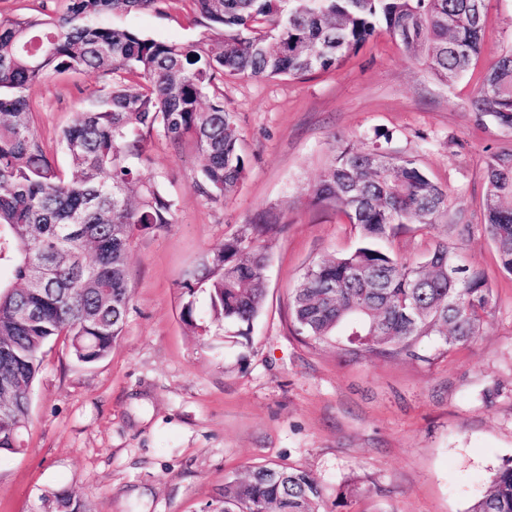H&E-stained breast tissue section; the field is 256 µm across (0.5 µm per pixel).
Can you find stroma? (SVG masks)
<instances>
[{
  "label": "stroma",
  "instance_id": "35a3bbf8",
  "mask_svg": "<svg viewBox=\"0 0 512 512\" xmlns=\"http://www.w3.org/2000/svg\"><path fill=\"white\" fill-rule=\"evenodd\" d=\"M488 11L482 66L450 86L382 28L338 68L225 81L250 160L227 199L194 192L191 146L151 134L142 170L175 199L174 222L133 240L129 311L105 358L85 364L62 343L44 348L21 450L0 453V512H42V495L61 490L84 512H221L225 478L265 463L308 472L328 510L352 484L359 492L342 512H469L512 465V275L482 209L485 162L512 153V127L471 106L484 63L512 49V0H488ZM108 22L159 41L200 34L189 0ZM106 82L88 71L29 90L35 131L61 170L70 168L62 129ZM377 144L414 158L449 196L434 229L408 225L388 248L419 260L434 240L461 244L492 288L479 336L431 362L352 361L290 330L289 296L305 267L359 243L311 190L338 147ZM260 214L285 230L269 243L251 334L226 324L194 335L180 319L185 272Z\"/></svg>",
  "mask_w": 512,
  "mask_h": 512
}]
</instances>
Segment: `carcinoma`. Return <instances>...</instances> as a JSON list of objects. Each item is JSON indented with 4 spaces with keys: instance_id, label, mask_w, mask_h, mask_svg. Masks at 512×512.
I'll list each match as a JSON object with an SVG mask.
<instances>
[{
    "instance_id": "carcinoma-1",
    "label": "carcinoma",
    "mask_w": 512,
    "mask_h": 512,
    "mask_svg": "<svg viewBox=\"0 0 512 512\" xmlns=\"http://www.w3.org/2000/svg\"><path fill=\"white\" fill-rule=\"evenodd\" d=\"M38 15H0V449L19 450L41 355L64 338L80 362L108 355L131 296L134 238L163 231L176 204L140 168L154 131L174 147L193 145L194 191L226 198L243 182L235 113L219 85L238 77L277 78L341 65L383 27L440 83L476 65L490 22L487 0H190L200 36L147 38L104 17L160 10L167 0H42ZM97 71L112 85L76 113L60 142L73 176L46 153L33 126L28 91L52 75ZM474 111L512 126V51L485 69ZM485 231L500 267L512 274V154L484 167ZM359 232V245L310 265L290 297L294 331L333 339L352 358L419 357L438 337L437 356L479 335L491 309L485 274L465 268L448 281V241L421 261L383 246L407 224L431 229L448 209L447 191L407 157L376 146L344 148L312 190ZM283 230L257 219L240 226L181 282L180 319L199 336L214 324L247 337L265 298L266 241ZM203 293L207 308L197 307ZM224 512H321L323 492L285 464L250 467L224 482ZM53 512H82L72 495H53ZM470 512H512V466L499 471Z\"/></svg>"
}]
</instances>
